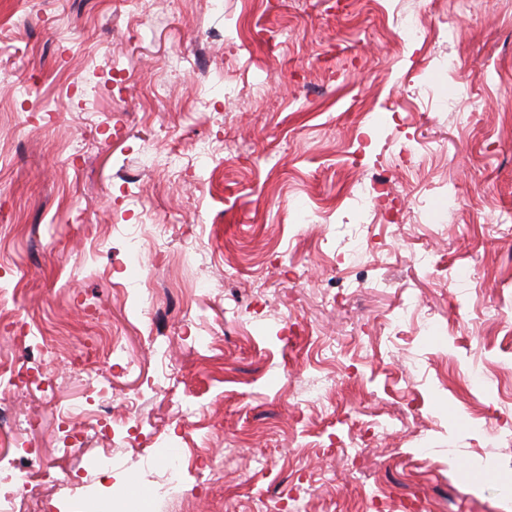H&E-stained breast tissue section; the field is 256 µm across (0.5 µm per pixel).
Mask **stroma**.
Listing matches in <instances>:
<instances>
[{
  "mask_svg": "<svg viewBox=\"0 0 512 512\" xmlns=\"http://www.w3.org/2000/svg\"><path fill=\"white\" fill-rule=\"evenodd\" d=\"M1 287L58 357L0 336L54 386L0 387V450L55 506L512 512V0H0ZM88 397L140 446L64 452ZM180 431L211 467L169 486Z\"/></svg>",
  "mask_w": 512,
  "mask_h": 512,
  "instance_id": "35a3bbf8",
  "label": "stroma"
}]
</instances>
